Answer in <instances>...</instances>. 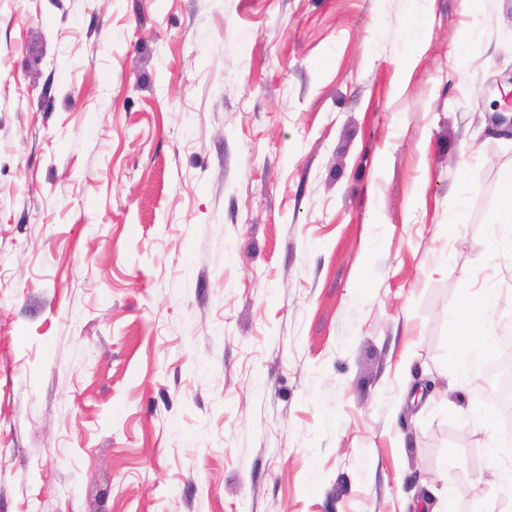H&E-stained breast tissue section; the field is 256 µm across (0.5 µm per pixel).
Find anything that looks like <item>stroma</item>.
Listing matches in <instances>:
<instances>
[{"label":"stroma","mask_w":512,"mask_h":512,"mask_svg":"<svg viewBox=\"0 0 512 512\" xmlns=\"http://www.w3.org/2000/svg\"><path fill=\"white\" fill-rule=\"evenodd\" d=\"M493 111L512 0H0V512H483ZM497 301L493 288L473 292L464 298L458 313L449 323L448 335L456 345L457 360L462 369V373H454L449 384L460 394L469 389L472 376L481 368L484 354L497 344L495 327L489 321Z\"/></svg>","instance_id":"stroma-1"}]
</instances>
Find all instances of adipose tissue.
Masks as SVG:
<instances>
[{
	"label": "adipose tissue",
	"mask_w": 512,
	"mask_h": 512,
	"mask_svg": "<svg viewBox=\"0 0 512 512\" xmlns=\"http://www.w3.org/2000/svg\"><path fill=\"white\" fill-rule=\"evenodd\" d=\"M495 289L483 288L467 295L456 316L450 321L448 334L454 341L460 370L449 384L458 393H466L473 375L481 368L484 354L497 344V334L489 320L497 305Z\"/></svg>",
	"instance_id": "obj_1"
}]
</instances>
